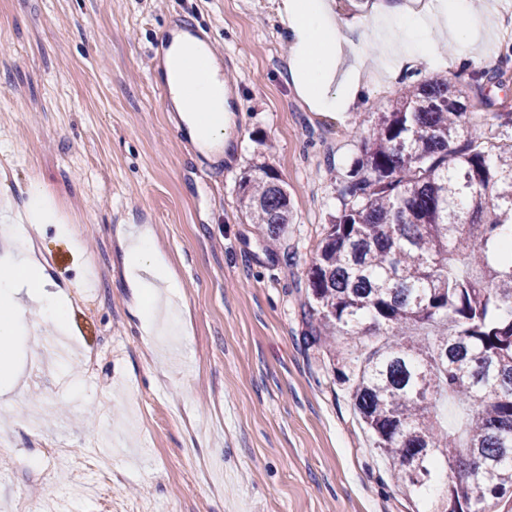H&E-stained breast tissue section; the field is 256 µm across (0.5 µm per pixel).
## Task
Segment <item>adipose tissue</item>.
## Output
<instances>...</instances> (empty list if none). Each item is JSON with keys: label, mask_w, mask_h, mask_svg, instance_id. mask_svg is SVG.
<instances>
[{"label": "adipose tissue", "mask_w": 512, "mask_h": 512, "mask_svg": "<svg viewBox=\"0 0 512 512\" xmlns=\"http://www.w3.org/2000/svg\"><path fill=\"white\" fill-rule=\"evenodd\" d=\"M279 13L290 34L288 75L310 106L331 114L362 104L367 79L361 66L343 54L344 45L352 41L353 22L336 14L329 0H282ZM471 14L470 0H440L432 15L407 12L393 20L383 14L378 22L384 27L398 25L407 44L406 61L436 66L442 56L434 27L448 17ZM159 78L168 89L184 136L205 157L222 158L228 144L226 130L235 118L229 90L210 51L189 33L174 34ZM58 221L53 199L40 184L27 187L21 205L9 194L0 195V223L15 227L13 235L0 242V262L7 268L0 276V398L6 400L14 398L19 387L12 362L16 338L34 334L45 321L66 331L75 308L73 298L45 276L31 240V228ZM118 244L124 277L133 295L145 300L137 315L144 325L156 324L163 316L159 300L177 294L178 279L149 230L128 228L119 235Z\"/></svg>", "instance_id": "adipose-tissue-1"}]
</instances>
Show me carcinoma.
Returning a JSON list of instances; mask_svg holds the SVG:
<instances>
[{
  "label": "carcinoma",
  "instance_id": "carcinoma-1",
  "mask_svg": "<svg viewBox=\"0 0 512 512\" xmlns=\"http://www.w3.org/2000/svg\"><path fill=\"white\" fill-rule=\"evenodd\" d=\"M484 76L411 82L377 113L308 272L310 337L342 339L353 408L414 512L512 497V113L477 134L467 90ZM239 188L276 240L284 182L265 170Z\"/></svg>",
  "mask_w": 512,
  "mask_h": 512
}]
</instances>
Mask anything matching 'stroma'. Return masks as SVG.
<instances>
[{
    "mask_svg": "<svg viewBox=\"0 0 512 512\" xmlns=\"http://www.w3.org/2000/svg\"><path fill=\"white\" fill-rule=\"evenodd\" d=\"M280 0H0V194L43 184L64 215L34 240L73 293L70 355L53 324L23 336L20 398L0 401V512H24L47 449L111 442L120 479L89 492L77 466L58 492L71 512H411L356 419L333 348L308 339L307 279L368 132L360 112L314 111L284 78L291 47ZM422 0H338L357 27L376 107L409 77L375 14ZM474 48L512 45V0H483ZM209 38L234 93L232 149L202 157L177 127L156 74L174 19ZM472 123L512 112V63L481 79ZM273 169L292 220L268 242L240 204L244 173ZM154 234L180 280L182 326L143 329L121 274L120 225ZM79 247H72L71 238Z\"/></svg>",
    "mask_w": 512,
    "mask_h": 512,
    "instance_id": "1",
    "label": "stroma"
}]
</instances>
